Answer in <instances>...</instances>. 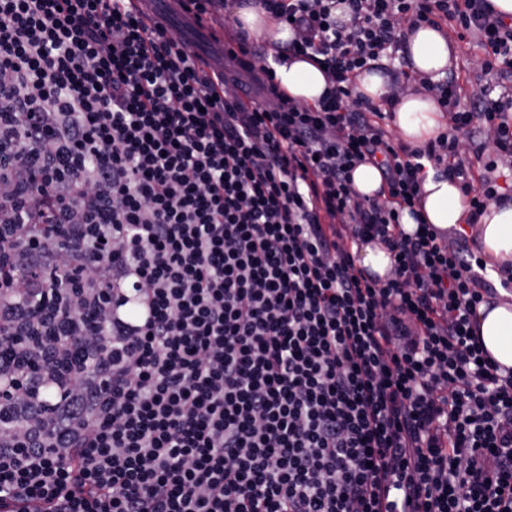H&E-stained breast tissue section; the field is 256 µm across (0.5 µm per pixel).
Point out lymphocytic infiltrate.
Returning <instances> with one entry per match:
<instances>
[{
	"label": "lymphocytic infiltrate",
	"instance_id": "1",
	"mask_svg": "<svg viewBox=\"0 0 512 512\" xmlns=\"http://www.w3.org/2000/svg\"><path fill=\"white\" fill-rule=\"evenodd\" d=\"M333 85L238 94L139 0H0V503L44 512H512V369L471 317L497 295L465 233L405 232L427 166L500 200L512 98L436 84L448 131L394 142L353 93L407 28L452 21L512 79L485 0H255ZM344 6L349 24L336 18ZM380 163L383 198L351 173ZM380 240L389 279L355 264ZM471 137L464 145L460 155L469 180H471V175L477 176V172L480 170L476 152L484 146L487 148L484 151V156L489 153L490 148L487 146L492 141L493 132L487 128H475L472 130Z\"/></svg>",
	"mask_w": 512,
	"mask_h": 512
}]
</instances>
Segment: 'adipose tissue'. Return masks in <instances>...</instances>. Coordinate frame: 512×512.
<instances>
[{
	"label": "adipose tissue",
	"mask_w": 512,
	"mask_h": 512,
	"mask_svg": "<svg viewBox=\"0 0 512 512\" xmlns=\"http://www.w3.org/2000/svg\"><path fill=\"white\" fill-rule=\"evenodd\" d=\"M227 9L236 27L249 38L261 37L279 45L296 36L265 11L229 0ZM404 54L413 75L441 79L451 65L453 48L444 28L422 25L409 35ZM275 84L291 100L317 105L329 88L322 66L300 57L274 65ZM399 139L413 147H425L439 133L444 110L437 97L426 91L401 94L393 108ZM422 212L427 223L443 231H467L470 210L460 179L427 172L422 182ZM482 257L491 277L500 268L512 271V199L491 204L477 225ZM474 322L481 343L500 365L512 369V299L503 298L494 306H480Z\"/></svg>",
	"instance_id": "ef3b65f1"
}]
</instances>
